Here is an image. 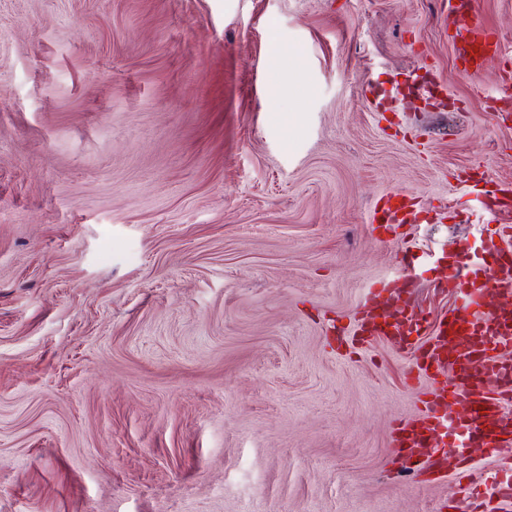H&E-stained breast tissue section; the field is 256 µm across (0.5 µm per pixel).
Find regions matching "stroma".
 <instances>
[{
  "label": "stroma",
  "instance_id": "stroma-1",
  "mask_svg": "<svg viewBox=\"0 0 512 512\" xmlns=\"http://www.w3.org/2000/svg\"><path fill=\"white\" fill-rule=\"evenodd\" d=\"M448 0H0V512H449L400 474L429 380L336 347L366 288L484 257L512 183V0L468 77ZM435 75L445 108L372 111ZM399 191L429 219L377 228ZM421 90V86L418 85V76H414L413 72L409 73L406 78L399 82L396 81L394 85H392L390 90L385 88H381L378 85L374 87V85L370 86L368 89V93L371 96L370 104L372 106L373 111L375 112H383L387 107V100L394 97V95H405V94H413ZM461 182L469 185L473 189L479 190L477 187L479 183L472 181L470 178L461 179ZM483 196L482 204L486 211L496 216L499 212H511L512 210V186H500L494 191H481Z\"/></svg>",
  "mask_w": 512,
  "mask_h": 512
}]
</instances>
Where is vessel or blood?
I'll return each instance as SVG.
<instances>
[{"label": "vessel or blood", "instance_id": "obj_1", "mask_svg": "<svg viewBox=\"0 0 512 512\" xmlns=\"http://www.w3.org/2000/svg\"><path fill=\"white\" fill-rule=\"evenodd\" d=\"M498 44L494 33L475 37L459 31L455 56L463 73L479 74ZM418 90V78L410 74L391 89L372 86L368 92L373 111L382 112L390 98ZM482 204L493 216L511 211L512 186L484 192ZM422 214L405 194L395 192L376 204L372 221L386 229L419 222ZM485 251L488 258L482 262L463 266L452 256L440 265L434 289L452 304L432 325L414 314L388 320L385 306L406 290L401 280H380L360 302L352 335L339 339L346 345L388 338L410 356L412 373L433 381V388L418 398V418L398 422L391 434L393 447L421 481L468 464L473 448L488 458L512 451V417L506 414L512 406V358L502 356L503 349L512 348V310L487 306L490 295L512 297V225H500ZM451 443L456 449L450 454Z\"/></svg>", "mask_w": 512, "mask_h": 512}]
</instances>
